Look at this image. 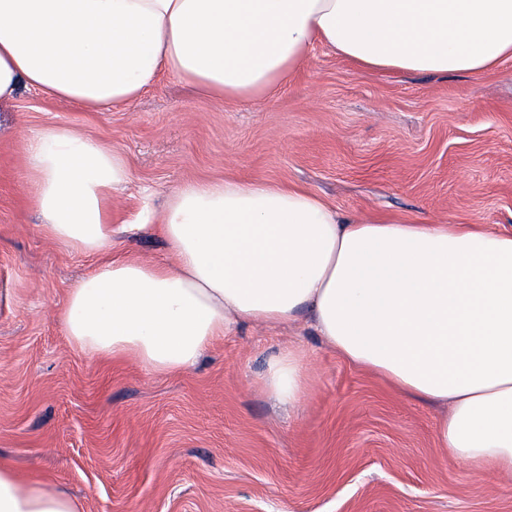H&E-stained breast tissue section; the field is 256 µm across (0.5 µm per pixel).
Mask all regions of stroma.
Instances as JSON below:
<instances>
[{
    "label": "stroma",
    "mask_w": 512,
    "mask_h": 512,
    "mask_svg": "<svg viewBox=\"0 0 512 512\" xmlns=\"http://www.w3.org/2000/svg\"><path fill=\"white\" fill-rule=\"evenodd\" d=\"M64 125L128 159L112 250L164 260L138 229L140 189L264 179L357 219L512 227V60L480 75L361 71L325 46L272 98L221 103L165 76L128 107L88 112L31 90L0 104V465L56 485L83 512H512V479L440 448L445 407L394 392L317 336L241 327L187 371L78 351L60 313L99 256L50 241L25 198L30 132ZM304 346L295 408L261 388Z\"/></svg>",
    "instance_id": "1"
}]
</instances>
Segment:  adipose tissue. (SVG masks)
Listing matches in <instances>:
<instances>
[{
	"instance_id": "adipose-tissue-1",
	"label": "adipose tissue",
	"mask_w": 512,
	"mask_h": 512,
	"mask_svg": "<svg viewBox=\"0 0 512 512\" xmlns=\"http://www.w3.org/2000/svg\"><path fill=\"white\" fill-rule=\"evenodd\" d=\"M319 43L367 70L477 75L512 59V0H0V102L23 86L105 112L171 76L249 104ZM24 159L46 237L105 253L132 181L125 155L45 125ZM142 215L170 258L107 257L80 279L61 315L77 349L168 374L242 324L305 319L349 364L448 406L441 448L512 477V228L359 220L307 188L234 178L185 182ZM309 384L303 347L269 360L264 385L280 401L299 403ZM0 512L82 506L0 467Z\"/></svg>"
}]
</instances>
